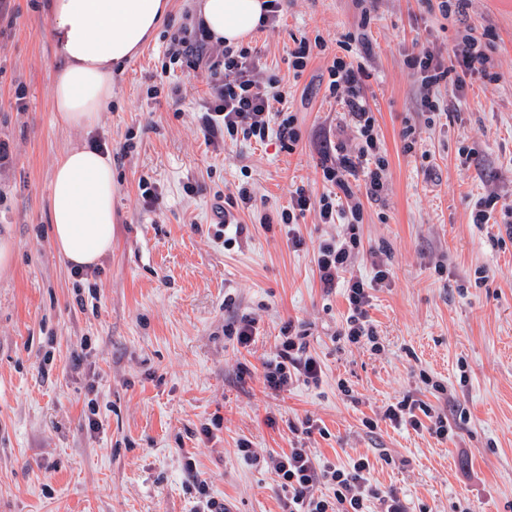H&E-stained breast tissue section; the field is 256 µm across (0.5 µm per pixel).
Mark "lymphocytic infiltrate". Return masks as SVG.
Segmentation results:
<instances>
[{
	"label": "lymphocytic infiltrate",
	"instance_id": "obj_1",
	"mask_svg": "<svg viewBox=\"0 0 512 512\" xmlns=\"http://www.w3.org/2000/svg\"><path fill=\"white\" fill-rule=\"evenodd\" d=\"M342 48V54L334 56L326 68L327 89L349 116L348 135L345 141L326 149L320 163L324 181L331 183L334 190L316 200L305 190H296L287 211L275 217L259 213V222L267 230L277 222L288 225V242L299 249L305 240L296 223L307 211H317L324 224L345 221L344 232L318 244L316 264L320 286L327 294L338 285L346 287L349 315L338 332L339 339L369 346L377 352L381 345L368 310L373 288L383 285L389 276L387 263L382 257L373 258L375 273L369 282L352 275L351 270L362 249L358 234L363 220L361 199L380 197L386 190L388 160L364 95L365 69L352 60L351 43H343ZM168 54L171 63L183 62L191 70L204 69L209 73L210 92L201 126L208 143L220 147L241 140L265 141L274 118L279 121L284 147L292 148L297 142L295 117L284 110L285 97L260 66L257 48L228 45L217 51L208 33L201 30L191 36H174ZM408 64L418 76L416 97L422 115L427 117L448 109L440 94L442 86H452L454 93L459 94L473 77L492 81L498 78L480 37L470 29L448 52L429 47L411 56ZM358 175L365 178L360 191L349 184L350 178ZM263 379L267 388L281 392L297 382L320 384L322 368L317 358L307 354L300 334L288 330L275 358L264 363ZM383 416L394 425L416 430L423 429L424 420L429 417L433 420L430 427L433 433L440 437L449 433L446 417L433 415L429 406L413 399L388 405ZM241 452L247 461L264 463L275 473L284 512H365L367 501L373 499L378 500L380 512H406L399 498L382 492L372 483L367 458H358L348 466L321 464L300 443L288 451L264 457L246 443L242 444Z\"/></svg>",
	"mask_w": 512,
	"mask_h": 512
}]
</instances>
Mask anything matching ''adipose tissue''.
I'll list each match as a JSON object with an SVG mask.
<instances>
[{
    "label": "adipose tissue",
    "mask_w": 512,
    "mask_h": 512,
    "mask_svg": "<svg viewBox=\"0 0 512 512\" xmlns=\"http://www.w3.org/2000/svg\"><path fill=\"white\" fill-rule=\"evenodd\" d=\"M264 0H201L198 18L213 39L248 43ZM171 0H52L51 31L60 61L53 110L65 128L90 130L112 101L116 69L133 60L170 13ZM112 160L92 147L66 150L53 165L51 241L75 267L99 265L112 252L116 222Z\"/></svg>",
    "instance_id": "ef3b65f1"
}]
</instances>
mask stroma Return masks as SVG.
<instances>
[{"mask_svg": "<svg viewBox=\"0 0 512 512\" xmlns=\"http://www.w3.org/2000/svg\"><path fill=\"white\" fill-rule=\"evenodd\" d=\"M48 3L6 0L0 26V140L11 153L0 167V235L15 245L0 272V512H193L198 476L234 512H282L274 474L239 446L288 449L308 418L328 431L307 443L317 460L368 457L374 483L408 512H512V240L470 222L486 192L512 201V0H470L463 23L424 0H381L363 31L353 0H282L277 26L252 43L297 118L290 151L275 129L262 142H205L207 73L169 68L166 54L173 34L196 26L197 0H172L94 129L59 127ZM466 23L499 78L474 79L455 112L427 124L407 60L448 49ZM349 34L363 37L353 49L389 163L387 191L363 202L365 253L353 268L368 280L372 254L389 263L369 310L377 354L337 341L345 290L320 286L315 248L339 225L307 212L295 249L286 230L265 232L247 214L248 234L230 247L214 215L244 183L271 214L296 188L328 192L321 142L344 116L325 95L326 64ZM318 35L324 57L294 74L289 50ZM96 139L112 158L116 222L111 255L80 289L51 243L50 181L62 151ZM462 148L474 163L463 164ZM91 292L94 307H81ZM244 316L258 326L247 347L224 333ZM290 323L324 377L274 392L262 364ZM408 395L447 416L448 438L384 419ZM217 416L221 427L204 436Z\"/></svg>", "mask_w": 512, "mask_h": 512, "instance_id": "1", "label": "stroma"}]
</instances>
